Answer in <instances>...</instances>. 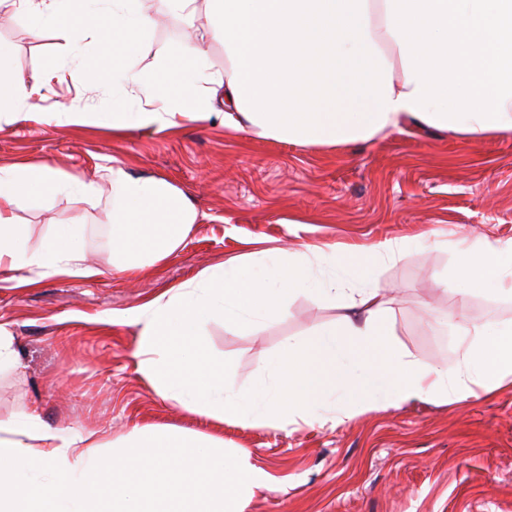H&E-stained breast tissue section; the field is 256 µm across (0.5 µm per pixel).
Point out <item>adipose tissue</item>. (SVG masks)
Listing matches in <instances>:
<instances>
[{"instance_id": "1", "label": "adipose tissue", "mask_w": 512, "mask_h": 512, "mask_svg": "<svg viewBox=\"0 0 512 512\" xmlns=\"http://www.w3.org/2000/svg\"><path fill=\"white\" fill-rule=\"evenodd\" d=\"M181 18L185 40L147 69L134 61L155 18L142 0H0V20L25 19L30 34L59 30L69 44L92 38L95 55L31 75L0 45V113L46 120L52 84L79 95L112 80L113 130H171L190 120L311 147L369 142L406 123L467 136L512 135V0H161ZM223 44V75L210 72L194 42ZM150 106L130 111L128 89ZM102 183L63 180L47 165L0 167V270L93 278L77 225H58L30 248L17 220L59 190L92 202L108 190L112 266L121 274L160 268L199 212L164 177L115 161ZM387 240L342 253L254 251L208 267L138 308V371L156 396L224 424L283 426L339 422L412 399L466 400L512 381V324L456 322L464 351L455 368L424 363L391 341L389 308L374 273L399 256ZM341 270L323 281L311 258ZM459 295L512 299V239L487 237L457 251ZM304 294L338 309L333 326L292 339L267 356L269 380L236 387L210 353L205 327L249 331L286 315ZM268 474L223 437L165 425L134 427L104 444L95 431L68 434L38 414L0 420V512H244L271 490Z\"/></svg>"}]
</instances>
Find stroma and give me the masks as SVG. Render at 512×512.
Segmentation results:
<instances>
[{
  "label": "stroma",
  "instance_id": "stroma-1",
  "mask_svg": "<svg viewBox=\"0 0 512 512\" xmlns=\"http://www.w3.org/2000/svg\"><path fill=\"white\" fill-rule=\"evenodd\" d=\"M0 44L28 73L96 52L88 39L64 48L53 32L32 37L21 19L0 28ZM112 157L167 178L202 219L159 272L127 277L112 270L107 199L93 205L62 192L20 213L33 248L56 225H79L84 255L101 274L0 288V327L20 357L16 371L0 374V419L35 410L65 432L95 429L106 439L137 425L221 433L272 478L273 491L258 493L245 512H512L510 383L461 402L375 407L338 424L218 427L157 397L138 371L140 325L112 321L229 256L399 240L407 249L376 274L392 339L422 362L456 366L460 338L439 316L459 310L472 324L512 323V300L476 292L461 301L440 283L461 240L512 238V136L474 141L407 126L371 142L314 148L217 121L117 133L58 119L0 120V167L45 163L90 181ZM422 234L439 248L422 250L414 242ZM336 319V309L299 296L277 322L234 331L216 321L205 338L234 384L251 388L262 383L270 352Z\"/></svg>",
  "mask_w": 512,
  "mask_h": 512
}]
</instances>
